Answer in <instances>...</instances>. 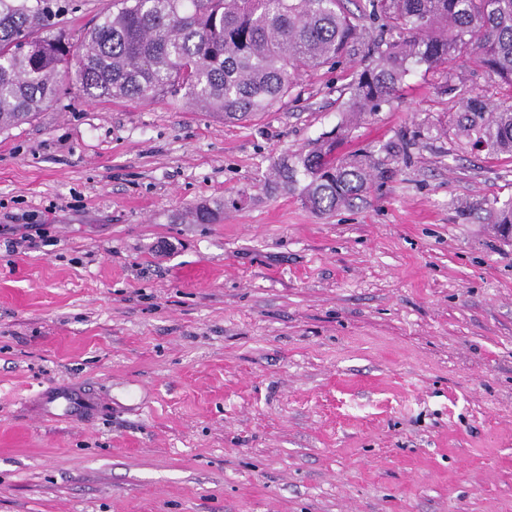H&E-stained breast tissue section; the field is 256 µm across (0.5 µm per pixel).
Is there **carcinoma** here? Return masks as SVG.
<instances>
[{
	"label": "carcinoma",
	"mask_w": 512,
	"mask_h": 512,
	"mask_svg": "<svg viewBox=\"0 0 512 512\" xmlns=\"http://www.w3.org/2000/svg\"><path fill=\"white\" fill-rule=\"evenodd\" d=\"M358 8L344 0H112L74 44L52 33L56 0H0V130L53 101L74 57L71 80L87 100L166 94L226 121H251L287 97L301 73L346 61L361 16L383 20L391 38L353 73L342 127L397 98L415 65L440 74V93L458 95L467 78L453 62L465 55L511 94L459 98L448 129L460 149L512 158V0H365ZM327 154L321 146L275 164L285 187L303 176L305 204L321 214L359 199L374 166L367 155L336 162ZM488 221L505 237L512 202L490 206Z\"/></svg>",
	"instance_id": "carcinoma-1"
}]
</instances>
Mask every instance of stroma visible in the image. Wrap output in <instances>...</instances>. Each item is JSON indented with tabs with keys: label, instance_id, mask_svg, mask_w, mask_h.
Instances as JSON below:
<instances>
[{
	"label": "stroma",
	"instance_id": "35a3bbf8",
	"mask_svg": "<svg viewBox=\"0 0 512 512\" xmlns=\"http://www.w3.org/2000/svg\"><path fill=\"white\" fill-rule=\"evenodd\" d=\"M352 66L246 123L65 77L0 131V512H512V159L422 66L337 138ZM318 141L378 164L328 216L268 180ZM487 212L488 223L491 224L492 229L502 237L503 240H508L504 232L506 230V224L512 226V202L503 207H495L492 203Z\"/></svg>",
	"mask_w": 512,
	"mask_h": 512
}]
</instances>
